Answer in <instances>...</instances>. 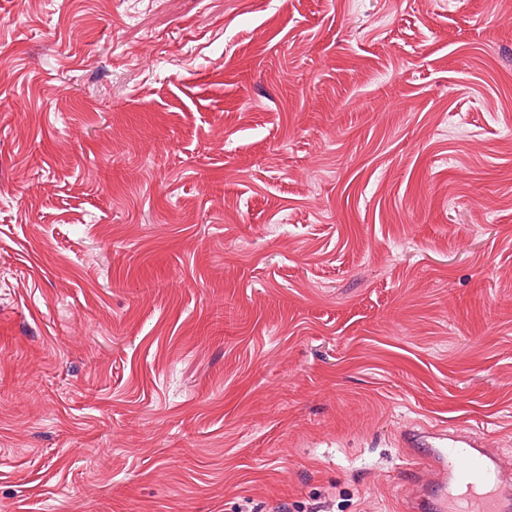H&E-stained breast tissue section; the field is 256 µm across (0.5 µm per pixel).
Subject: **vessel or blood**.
I'll list each match as a JSON object with an SVG mask.
<instances>
[{"label": "vessel or blood", "mask_w": 512, "mask_h": 512, "mask_svg": "<svg viewBox=\"0 0 512 512\" xmlns=\"http://www.w3.org/2000/svg\"><path fill=\"white\" fill-rule=\"evenodd\" d=\"M405 512H512V458L470 429L411 426Z\"/></svg>", "instance_id": "b4317fda"}]
</instances>
